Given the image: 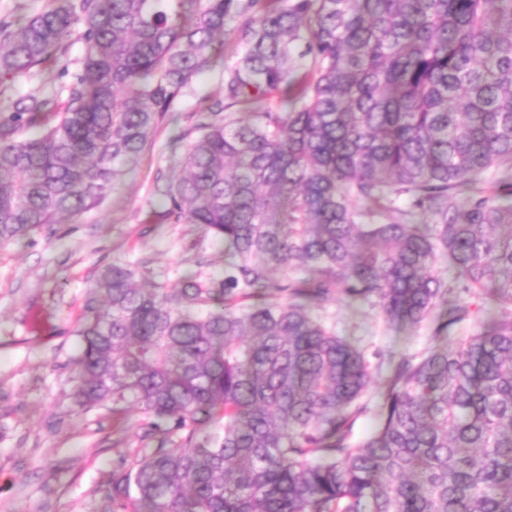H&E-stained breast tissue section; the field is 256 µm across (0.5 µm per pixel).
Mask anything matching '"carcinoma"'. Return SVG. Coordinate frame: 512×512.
I'll return each mask as SVG.
<instances>
[{"instance_id": "obj_1", "label": "carcinoma", "mask_w": 512, "mask_h": 512, "mask_svg": "<svg viewBox=\"0 0 512 512\" xmlns=\"http://www.w3.org/2000/svg\"><path fill=\"white\" fill-rule=\"evenodd\" d=\"M77 25L70 80L0 112L1 245L100 206L224 68L162 191L224 242V279L108 267L76 332L77 410L180 435L120 457L112 512H512V0H50L0 20V84ZM440 262L490 305L452 347L469 307ZM335 294L433 330L383 360L358 442L369 365L312 317Z\"/></svg>"}]
</instances>
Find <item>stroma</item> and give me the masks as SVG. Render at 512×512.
<instances>
[{"label":"stroma","instance_id":"stroma-1","mask_svg":"<svg viewBox=\"0 0 512 512\" xmlns=\"http://www.w3.org/2000/svg\"><path fill=\"white\" fill-rule=\"evenodd\" d=\"M85 51L72 33L58 62L9 87L0 110L36 91L60 89L62 72ZM224 72L202 74L178 99L177 121L161 126L103 205L0 245V512H110L106 489L120 454L157 445L137 406L76 410L72 390L88 291L100 271L133 264L147 280L178 287L182 275H224V245L200 225L165 217L158 193L180 174L168 141L194 133L200 97L223 96ZM317 316L355 343L370 366L387 352L417 354L431 343L429 323H388L367 304L330 299Z\"/></svg>","mask_w":512,"mask_h":512}]
</instances>
